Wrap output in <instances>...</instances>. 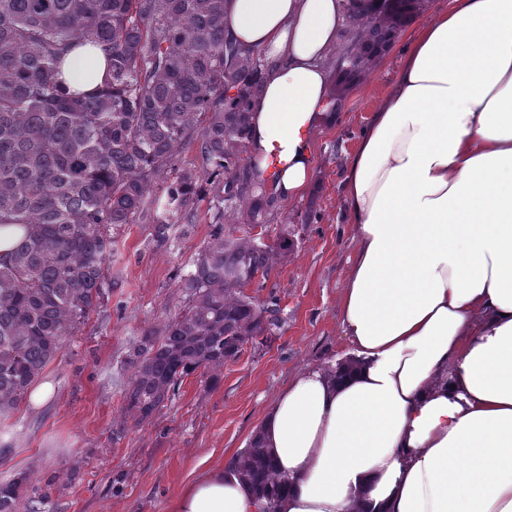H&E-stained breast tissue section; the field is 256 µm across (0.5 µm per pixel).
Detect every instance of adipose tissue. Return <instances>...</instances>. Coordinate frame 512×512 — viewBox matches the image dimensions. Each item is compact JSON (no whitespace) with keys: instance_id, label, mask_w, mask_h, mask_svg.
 I'll use <instances>...</instances> for the list:
<instances>
[{"instance_id":"ef3b65f1","label":"adipose tissue","mask_w":512,"mask_h":512,"mask_svg":"<svg viewBox=\"0 0 512 512\" xmlns=\"http://www.w3.org/2000/svg\"><path fill=\"white\" fill-rule=\"evenodd\" d=\"M384 8L225 0L227 36L263 59L248 146L279 197L309 189L343 23ZM412 33L344 176L355 365L303 370L271 401L256 436L275 508L228 459L169 512H512V0H448ZM110 78L99 48L78 47L60 87Z\"/></svg>"}]
</instances>
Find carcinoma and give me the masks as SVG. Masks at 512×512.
<instances>
[{
	"mask_svg": "<svg viewBox=\"0 0 512 512\" xmlns=\"http://www.w3.org/2000/svg\"><path fill=\"white\" fill-rule=\"evenodd\" d=\"M418 5L395 0L365 21L347 72L368 68ZM86 42L107 55L112 80L72 98L59 90V63ZM259 67L224 34V0H0V224L26 229L0 260V420L20 411L103 300L112 229L146 217L165 238L171 224L197 223L192 204L209 179V239L178 281L187 305L133 347L112 440L276 324L275 309L241 289L291 248L286 237L265 244L251 233L275 199L244 157ZM192 145L201 174L177 167ZM242 208L248 222L225 230L224 211ZM237 466L274 512L279 481L259 440ZM26 481L0 483V512H40L48 496H22Z\"/></svg>",
	"mask_w": 512,
	"mask_h": 512,
	"instance_id": "carcinoma-1",
	"label": "carcinoma"
}]
</instances>
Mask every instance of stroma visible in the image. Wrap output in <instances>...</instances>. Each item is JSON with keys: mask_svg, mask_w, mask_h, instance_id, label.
<instances>
[{"mask_svg": "<svg viewBox=\"0 0 512 512\" xmlns=\"http://www.w3.org/2000/svg\"><path fill=\"white\" fill-rule=\"evenodd\" d=\"M409 39V27H401L370 69L331 85L342 100L340 120L315 135L311 191L267 210L270 237L288 236L293 248L249 290L277 310L266 340L245 345L218 379L186 378L150 422L127 424L113 441L133 373L129 354L182 308L178 278L210 232L205 219L172 225L163 240L152 224L122 225L106 263L103 302L42 375L54 386L52 398L38 408L23 403L0 422V482L29 475L24 493H48L49 512H166L202 464L247 447L268 404L297 373L348 351L338 306L354 249L341 206L344 167L395 84Z\"/></svg>", "mask_w": 512, "mask_h": 512, "instance_id": "stroma-1", "label": "stroma"}]
</instances>
